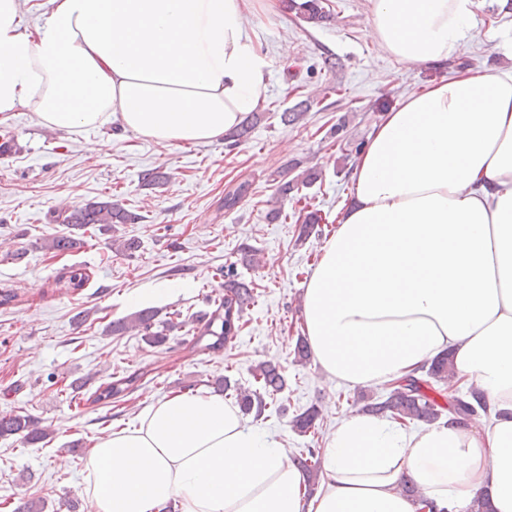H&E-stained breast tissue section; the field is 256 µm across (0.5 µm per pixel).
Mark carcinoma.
Listing matches in <instances>:
<instances>
[{"instance_id": "cac0c4a2", "label": "carcinoma", "mask_w": 512, "mask_h": 512, "mask_svg": "<svg viewBox=\"0 0 512 512\" xmlns=\"http://www.w3.org/2000/svg\"><path fill=\"white\" fill-rule=\"evenodd\" d=\"M285 10L304 22L320 27L330 20L331 14L325 10L323 0H284ZM290 170L279 173L277 193L279 196L294 198L304 187H309L321 178V172L313 167L305 169L301 174L291 178ZM250 184L246 181L224 193V209L233 210L246 197ZM62 223L73 229H80L87 224H135L139 215L129 211L117 201L91 202L83 206L69 208L60 213ZM82 240L75 235L63 234L48 241L47 248L54 253L68 254L81 247ZM224 277V294L214 299L216 308L208 318L193 328L194 346L202 351L212 353L224 350L229 337L237 335L243 313L255 303L254 289L239 279L234 266L229 265L219 270ZM157 311L144 308L134 315L112 322L109 332L123 335L136 331L144 336L147 343L161 346L169 339V333L175 328L173 323L166 322L155 327ZM453 374L452 359L442 354L433 358L425 370L426 378L409 376L390 390L386 397L364 405L363 410L377 417L390 418L401 423L416 420L433 423L444 415H466L475 412L476 407L487 408L484 394L475 386L470 385L461 394L446 395L448 377ZM253 377L260 386V391H241L237 393V404L241 410L260 417L266 410V399H275L285 389L287 382L282 370L274 364L262 362L255 366ZM131 388V380L122 377L114 381L100 384L89 399L94 403L108 405L112 400L119 399ZM319 411L309 407L291 419L292 429L299 434H306L316 429ZM20 436L26 444L43 442L50 430L38 425L28 415L9 413L0 415V437ZM321 461L316 449H305V458L299 460V467L306 474L308 486L315 485Z\"/></svg>"}]
</instances>
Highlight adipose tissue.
Masks as SVG:
<instances>
[{
	"mask_svg": "<svg viewBox=\"0 0 512 512\" xmlns=\"http://www.w3.org/2000/svg\"><path fill=\"white\" fill-rule=\"evenodd\" d=\"M369 36L405 65L452 56L476 0H370ZM281 0H0V121L32 112L76 132L222 139L264 102L270 63L246 20ZM39 12L24 27L26 12ZM354 194L303 294L304 334L329 381L387 384L449 353V390L488 411L408 431L345 417L321 488L220 395L151 404L92 448L94 512H417L412 479L448 512L490 498L512 512V72L466 70L405 97L359 155Z\"/></svg>",
	"mask_w": 512,
	"mask_h": 512,
	"instance_id": "ef3b65f1",
	"label": "adipose tissue"
}]
</instances>
